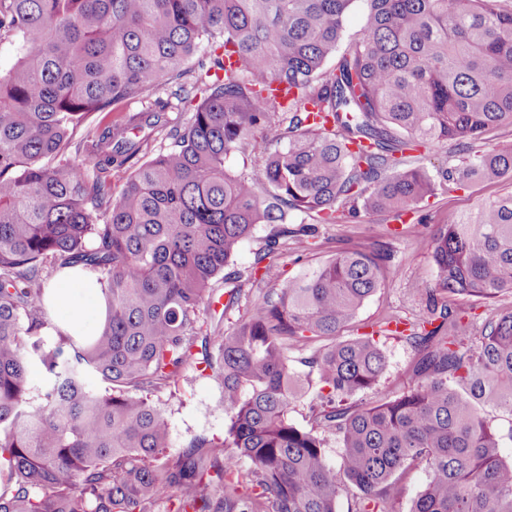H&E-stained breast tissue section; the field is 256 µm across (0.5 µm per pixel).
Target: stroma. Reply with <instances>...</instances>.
Here are the masks:
<instances>
[{"instance_id":"obj_1","label":"stroma","mask_w":512,"mask_h":512,"mask_svg":"<svg viewBox=\"0 0 512 512\" xmlns=\"http://www.w3.org/2000/svg\"><path fill=\"white\" fill-rule=\"evenodd\" d=\"M512 192V181L494 184L471 183L465 188L440 189L407 213L403 220L367 213L358 222L324 224L311 250L300 252L285 246L270 270L266 287L298 275L308 266L323 262L340 249L352 243H381L392 254L396 270L380 290L360 310L359 322L377 323L391 314L412 318L425 310L429 298L427 289L436 285V268L431 249L427 244L430 233L438 223L474 210L482 202ZM273 231L272 225L260 224L252 236L240 247L227 271L237 277L249 300H256L259 291L253 279V263L257 252L265 245ZM451 306L463 312L468 325L465 341L477 346L483 324L491 309L512 304V296L504 295L493 300L479 298H454ZM377 342L387 357V367L375 389L359 393L353 402L364 405L384 396H394L403 391L414 377V367L419 353L406 340L384 335ZM170 423V450L178 452L196 435H223L227 427L224 412V394L217 382L200 372L185 371L173 398L160 404Z\"/></svg>"}]
</instances>
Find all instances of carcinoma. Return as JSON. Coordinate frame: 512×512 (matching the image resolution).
<instances>
[{
	"mask_svg": "<svg viewBox=\"0 0 512 512\" xmlns=\"http://www.w3.org/2000/svg\"><path fill=\"white\" fill-rule=\"evenodd\" d=\"M355 2L0 0L15 48L0 72V512H337L342 497L393 512L417 468L411 512H512V460L482 416L512 417V306L473 351L447 301L512 295V193L431 234L438 288L406 321L421 358L398 396L336 401L386 367L373 335L343 337L392 273L381 244L267 289L230 329L208 323L217 278L223 310L240 304L224 268L259 224L276 228L257 265L320 224L512 179V143L483 141L512 124V0H363L347 41ZM174 100L194 104L188 125ZM440 143L460 163L433 175L404 156ZM235 152L259 164L233 171ZM47 266L96 276L93 335L48 320ZM309 349L325 394L299 427L290 353ZM188 367L219 381L229 423L173 454L159 403ZM428 481L427 473L422 469L410 471L403 479V493L396 504V512H409L413 501L424 489Z\"/></svg>",
	"mask_w": 512,
	"mask_h": 512,
	"instance_id": "carcinoma-1",
	"label": "carcinoma"
}]
</instances>
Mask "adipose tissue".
I'll return each instance as SVG.
<instances>
[{"label": "adipose tissue", "instance_id": "obj_1", "mask_svg": "<svg viewBox=\"0 0 512 512\" xmlns=\"http://www.w3.org/2000/svg\"><path fill=\"white\" fill-rule=\"evenodd\" d=\"M46 305L57 314L59 324L84 336L92 334L105 314L95 277L78 268L65 270L49 287Z\"/></svg>", "mask_w": 512, "mask_h": 512}]
</instances>
